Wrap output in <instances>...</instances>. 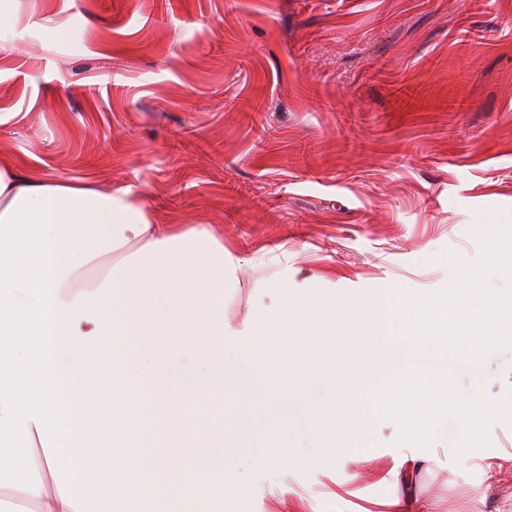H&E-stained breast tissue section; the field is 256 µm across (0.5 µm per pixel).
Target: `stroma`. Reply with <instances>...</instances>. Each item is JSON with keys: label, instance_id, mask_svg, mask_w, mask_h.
Listing matches in <instances>:
<instances>
[{"label": "stroma", "instance_id": "35a3bbf8", "mask_svg": "<svg viewBox=\"0 0 512 512\" xmlns=\"http://www.w3.org/2000/svg\"><path fill=\"white\" fill-rule=\"evenodd\" d=\"M63 29L65 39L48 31ZM470 42H463V34ZM0 157L38 175L144 196L158 224H220L248 275L224 298L246 334L271 311V276L394 306L462 288L461 262L512 261V0H14L0 17ZM508 247L490 251L488 222ZM432 335L413 368L478 391L502 414L479 457L439 412L413 440L375 406L361 418L372 468L423 455L409 492L434 512H512L486 499L481 459L512 456V342L471 354ZM320 382L241 404L224 466V512H385L390 483L306 467L320 446ZM302 463L263 470L268 436Z\"/></svg>", "mask_w": 512, "mask_h": 512}]
</instances>
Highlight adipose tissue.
Here are the masks:
<instances>
[{
	"label": "adipose tissue",
	"mask_w": 512,
	"mask_h": 512,
	"mask_svg": "<svg viewBox=\"0 0 512 512\" xmlns=\"http://www.w3.org/2000/svg\"><path fill=\"white\" fill-rule=\"evenodd\" d=\"M228 264L214 225L157 224L131 190L32 177L0 160V512H133L143 496L163 502L186 486L185 512H219L236 494L215 456L249 394L214 304L236 285ZM272 295L273 318L255 319L242 353L270 395L312 380L328 389L312 409L323 446L311 467L337 471L342 487L360 481L366 459L350 444L369 401L399 435L425 406L462 410L459 450L476 453L478 424L499 403L392 370L359 340L387 328L416 346L441 315L487 348L512 340V306L477 310L462 290L386 315L382 303L297 293L278 279ZM184 358L200 367L187 386L176 377ZM147 416L157 428L148 440ZM416 468L409 453L386 470L397 489L387 512H432L403 493Z\"/></svg>",
	"instance_id": "1"
}]
</instances>
